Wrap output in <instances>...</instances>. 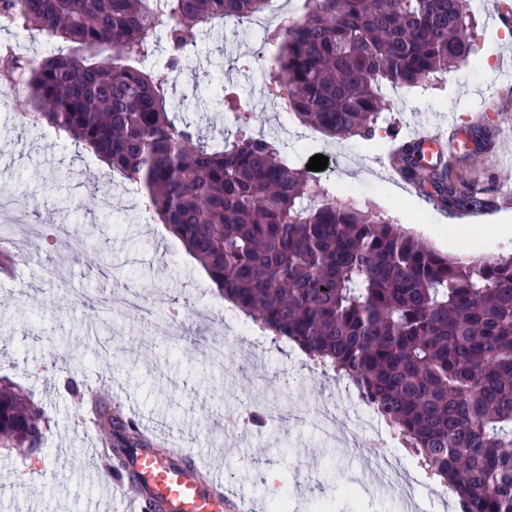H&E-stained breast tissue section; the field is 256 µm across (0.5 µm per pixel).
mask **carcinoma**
I'll use <instances>...</instances> for the list:
<instances>
[{
    "label": "carcinoma",
    "mask_w": 512,
    "mask_h": 512,
    "mask_svg": "<svg viewBox=\"0 0 512 512\" xmlns=\"http://www.w3.org/2000/svg\"><path fill=\"white\" fill-rule=\"evenodd\" d=\"M267 0H0V29L37 31L71 51L34 65L0 46V82L20 85L25 119L92 149L182 241L210 281L252 321L347 379L466 512H512V257L449 256L288 163L245 123L213 144L169 112L196 35L243 24ZM165 61L150 68L157 28ZM465 0H305L267 31L277 49L267 87L325 137L370 138L383 88L415 87L474 52ZM218 102L248 99L231 82ZM395 160L450 212L488 208L405 142ZM91 404L116 460L144 446L137 425ZM44 413L0 384V447L31 452Z\"/></svg>",
    "instance_id": "obj_1"
}]
</instances>
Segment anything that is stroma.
<instances>
[{"label": "stroma", "mask_w": 512, "mask_h": 512, "mask_svg": "<svg viewBox=\"0 0 512 512\" xmlns=\"http://www.w3.org/2000/svg\"><path fill=\"white\" fill-rule=\"evenodd\" d=\"M466 2L478 22L475 49L492 53L489 69L469 62L425 85L387 90L390 106L375 136H349L337 144L317 137L316 152L327 157L328 165L316 177L337 199L371 205L441 252L471 253L478 239L487 256L497 258L512 255V236L493 235L488 227L512 225V205L489 210L476 222L449 218L408 191L389 159L394 143L416 131H436L451 119L464 124L487 108L504 137L498 149L462 153L454 175L477 185L491 183L500 155L512 153V85L497 80L501 60L512 58V41H505L504 26L491 22L483 0ZM246 59L251 62L247 68L242 65ZM274 65V55L259 53L244 27L203 30L171 95L174 110L208 140H222L235 132L236 119L218 105L216 90L225 81L237 84L250 99L251 129L278 137L290 161L307 166L293 139L300 123L291 113L276 112L267 96L265 83ZM21 110L15 99L0 103V142L9 145L0 184L9 185L14 199L0 218L36 231L30 240L13 242L23 256L17 277L0 279V378L41 407L50 429L41 451L29 458L0 448V512H122L88 453L101 433L77 421L66 388L70 379L95 380L101 393L124 396L145 433L175 445L200 465L221 461L225 495L242 499L256 512H273L267 496L270 471L278 473L277 485L294 502L293 512H316L325 496L331 512H401V500L378 487L360 497L346 493L347 478L365 449L325 444L301 422L303 413L329 399L347 407V381L323 375L298 348L260 331L225 349L222 364L203 366V342L224 339L218 313L226 308L203 268L108 166L51 129L25 125ZM91 186L111 197V211L94 203L77 208ZM65 223L76 224L90 238L84 259L75 263L68 260V248L44 241L51 227ZM49 261L67 267L65 283L45 276ZM129 288L166 316L185 317L196 307L213 309L215 315L172 346L166 329L141 333L134 310L118 304ZM224 392L231 401L221 400ZM254 393L267 399L276 419L244 435L226 420ZM389 452L415 472L425 512H456L453 497L442 493L412 452L397 441ZM37 469L43 476L31 481Z\"/></svg>", "instance_id": "35a3bbf8"}]
</instances>
